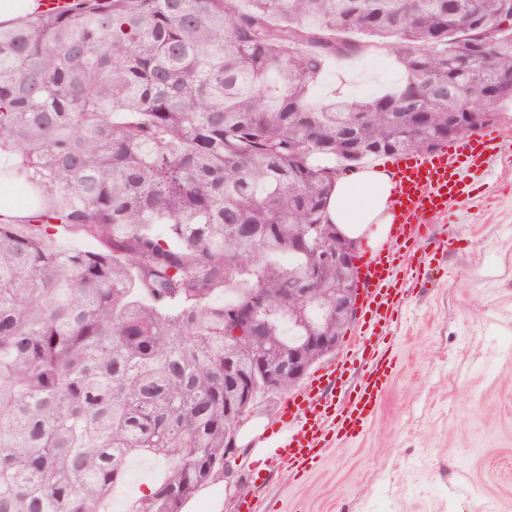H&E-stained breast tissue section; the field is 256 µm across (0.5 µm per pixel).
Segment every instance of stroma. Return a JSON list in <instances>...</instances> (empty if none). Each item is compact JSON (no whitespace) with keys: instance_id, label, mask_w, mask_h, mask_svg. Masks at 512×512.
Returning <instances> with one entry per match:
<instances>
[{"instance_id":"35a3bbf8","label":"stroma","mask_w":512,"mask_h":512,"mask_svg":"<svg viewBox=\"0 0 512 512\" xmlns=\"http://www.w3.org/2000/svg\"><path fill=\"white\" fill-rule=\"evenodd\" d=\"M400 79L387 55L332 60L313 98ZM481 182V199L453 204L447 254L429 258V283L394 316L383 345L395 373L365 430L300 477L237 466L194 495V512H512V172Z\"/></svg>"}]
</instances>
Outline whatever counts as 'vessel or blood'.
<instances>
[{"instance_id":"vessel-or-blood-1","label":"vessel or blood","mask_w":512,"mask_h":512,"mask_svg":"<svg viewBox=\"0 0 512 512\" xmlns=\"http://www.w3.org/2000/svg\"><path fill=\"white\" fill-rule=\"evenodd\" d=\"M509 146L511 135L479 132L430 151L390 157L395 181L389 200L390 243L363 257L357 266L364 315L360 336L344 359L318 370L303 391L288 395L281 405V422L274 434L280 456L293 474L304 473L326 449L358 432L374 415L391 378L392 361L373 340L389 326L404 297L399 269H408L412 278L423 277V259L414 240L447 249L446 241L431 238L430 224L447 216L449 203L471 198L470 173L487 171L495 161L512 165V156L505 152ZM359 360L367 365L364 380L346 401L335 402L337 384Z\"/></svg>"}]
</instances>
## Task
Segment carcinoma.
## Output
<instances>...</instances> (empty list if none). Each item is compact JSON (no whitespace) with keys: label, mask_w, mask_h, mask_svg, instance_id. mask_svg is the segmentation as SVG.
<instances>
[{"label":"carcinoma","mask_w":512,"mask_h":512,"mask_svg":"<svg viewBox=\"0 0 512 512\" xmlns=\"http://www.w3.org/2000/svg\"><path fill=\"white\" fill-rule=\"evenodd\" d=\"M454 2L72 0L0 25V152L49 200L0 213V512H109L136 452L164 468L129 512L224 477V362L341 331L336 179L512 102V53L482 37L502 0ZM379 51L393 90L312 100L327 61Z\"/></svg>","instance_id":"obj_1"}]
</instances>
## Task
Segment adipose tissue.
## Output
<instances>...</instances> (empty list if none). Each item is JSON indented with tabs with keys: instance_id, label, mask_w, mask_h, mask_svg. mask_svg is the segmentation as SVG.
Masks as SVG:
<instances>
[{
	"instance_id": "1",
	"label": "adipose tissue",
	"mask_w": 512,
	"mask_h": 512,
	"mask_svg": "<svg viewBox=\"0 0 512 512\" xmlns=\"http://www.w3.org/2000/svg\"><path fill=\"white\" fill-rule=\"evenodd\" d=\"M392 176L383 167L368 168L336 181L329 217L347 238L375 247L388 239L392 216L388 200Z\"/></svg>"
}]
</instances>
